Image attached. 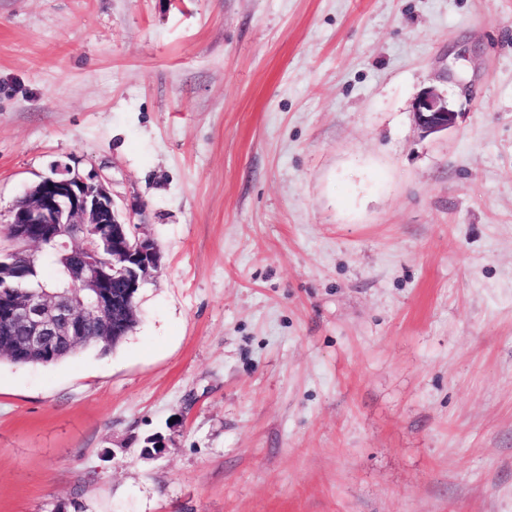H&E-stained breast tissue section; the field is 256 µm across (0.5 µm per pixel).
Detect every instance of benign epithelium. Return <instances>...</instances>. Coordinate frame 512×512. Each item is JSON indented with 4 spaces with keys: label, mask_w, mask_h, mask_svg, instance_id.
<instances>
[{
    "label": "benign epithelium",
    "mask_w": 512,
    "mask_h": 512,
    "mask_svg": "<svg viewBox=\"0 0 512 512\" xmlns=\"http://www.w3.org/2000/svg\"><path fill=\"white\" fill-rule=\"evenodd\" d=\"M414 118L424 133L437 134L455 125L457 113L447 97L429 89L417 97ZM5 225L8 234L32 245L51 242L69 274L61 292L0 293V334L16 328L26 333L24 342L12 347L17 353L49 355L58 344L85 340L91 325L100 336L119 335L133 318L135 292L160 269L157 244L133 232L101 177L68 163L55 164L16 201ZM101 245L112 249V258L99 254ZM35 260L30 252L19 262H6L1 253L0 280L22 287Z\"/></svg>",
    "instance_id": "obj_1"
}]
</instances>
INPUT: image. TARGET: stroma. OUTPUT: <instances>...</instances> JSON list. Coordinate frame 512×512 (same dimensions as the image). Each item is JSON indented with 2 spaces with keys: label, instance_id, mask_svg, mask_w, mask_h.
I'll return each mask as SVG.
<instances>
[{
  "label": "stroma",
  "instance_id": "1",
  "mask_svg": "<svg viewBox=\"0 0 512 512\" xmlns=\"http://www.w3.org/2000/svg\"><path fill=\"white\" fill-rule=\"evenodd\" d=\"M57 162L161 268L0 362V512H512V0H0V214ZM414 118L425 134L448 131L456 123L457 114L448 105L442 93L429 89L422 92L414 104Z\"/></svg>",
  "mask_w": 512,
  "mask_h": 512
}]
</instances>
